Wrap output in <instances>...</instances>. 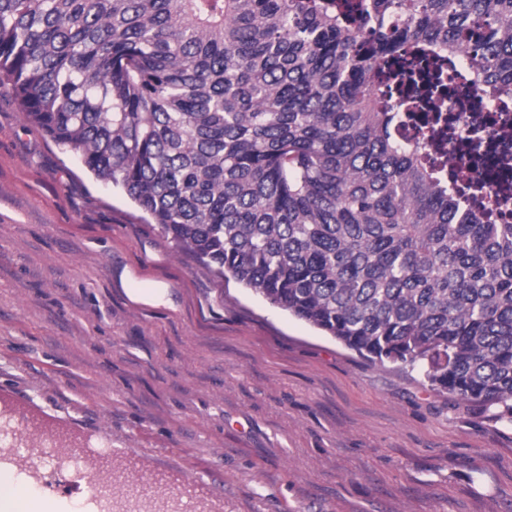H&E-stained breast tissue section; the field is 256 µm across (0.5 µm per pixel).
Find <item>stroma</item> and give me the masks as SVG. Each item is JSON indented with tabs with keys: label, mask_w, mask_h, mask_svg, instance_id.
<instances>
[{
	"label": "stroma",
	"mask_w": 512,
	"mask_h": 512,
	"mask_svg": "<svg viewBox=\"0 0 512 512\" xmlns=\"http://www.w3.org/2000/svg\"><path fill=\"white\" fill-rule=\"evenodd\" d=\"M167 283L132 305L122 268ZM204 471L223 512H512V424L179 250L0 90V391Z\"/></svg>",
	"instance_id": "obj_1"
}]
</instances>
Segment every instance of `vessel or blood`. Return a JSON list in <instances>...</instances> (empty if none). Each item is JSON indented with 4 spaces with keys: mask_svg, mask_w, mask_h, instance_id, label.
I'll return each mask as SVG.
<instances>
[{
    "mask_svg": "<svg viewBox=\"0 0 512 512\" xmlns=\"http://www.w3.org/2000/svg\"><path fill=\"white\" fill-rule=\"evenodd\" d=\"M36 438L37 454L46 465L26 461L19 453L26 435ZM95 463L80 468L85 457ZM36 481L56 512H67L73 488L85 483L84 512H220L211 484L197 472L154 466L149 458L91 444L77 432L59 430L33 410L26 399L0 400V477Z\"/></svg>",
    "mask_w": 512,
    "mask_h": 512,
    "instance_id": "b4317fda",
    "label": "vessel or blood"
}]
</instances>
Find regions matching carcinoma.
I'll return each instance as SVG.
<instances>
[{
    "label": "carcinoma",
    "mask_w": 512,
    "mask_h": 512,
    "mask_svg": "<svg viewBox=\"0 0 512 512\" xmlns=\"http://www.w3.org/2000/svg\"><path fill=\"white\" fill-rule=\"evenodd\" d=\"M464 44L512 96V0H0V89L208 269L512 422V224L381 88Z\"/></svg>",
    "instance_id": "carcinoma-1"
}]
</instances>
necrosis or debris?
<instances>
[{
    "label": "necrosis or debris",
    "mask_w": 512,
    "mask_h": 512,
    "mask_svg": "<svg viewBox=\"0 0 512 512\" xmlns=\"http://www.w3.org/2000/svg\"><path fill=\"white\" fill-rule=\"evenodd\" d=\"M465 53L439 63L414 61L426 78L443 73L448 93L436 105L448 119L449 171L484 180L512 196V98L494 97L463 78Z\"/></svg>",
    "instance_id": "1"
}]
</instances>
